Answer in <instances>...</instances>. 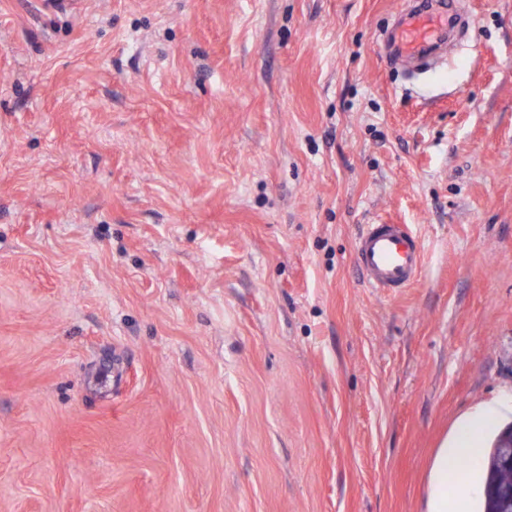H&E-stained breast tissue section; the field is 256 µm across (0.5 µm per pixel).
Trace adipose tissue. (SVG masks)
Wrapping results in <instances>:
<instances>
[{
  "instance_id": "1",
  "label": "adipose tissue",
  "mask_w": 512,
  "mask_h": 512,
  "mask_svg": "<svg viewBox=\"0 0 512 512\" xmlns=\"http://www.w3.org/2000/svg\"><path fill=\"white\" fill-rule=\"evenodd\" d=\"M509 409H512V402L503 399L478 407L457 423L433 462V493L428 512H468L466 500L449 504L448 484L457 476L461 460L479 462L482 454V432L492 430L498 425L503 412Z\"/></svg>"
}]
</instances>
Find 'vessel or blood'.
<instances>
[{
    "label": "vessel or blood",
    "instance_id": "b4317fda",
    "mask_svg": "<svg viewBox=\"0 0 512 512\" xmlns=\"http://www.w3.org/2000/svg\"><path fill=\"white\" fill-rule=\"evenodd\" d=\"M442 0H418L407 9L387 38L392 63L409 64L436 55L447 47L456 25ZM357 259L367 284L384 293L410 286L419 276L424 247L406 224H369L357 243Z\"/></svg>",
    "mask_w": 512,
    "mask_h": 512
}]
</instances>
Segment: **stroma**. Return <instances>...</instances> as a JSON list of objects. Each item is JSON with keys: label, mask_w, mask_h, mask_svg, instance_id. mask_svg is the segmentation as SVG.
<instances>
[{"label": "stroma", "mask_w": 512, "mask_h": 512, "mask_svg": "<svg viewBox=\"0 0 512 512\" xmlns=\"http://www.w3.org/2000/svg\"><path fill=\"white\" fill-rule=\"evenodd\" d=\"M404 2L0 0V512H426L512 397V0L418 72ZM357 259L368 287L384 293L407 288L419 276L424 247L408 224H368L357 243ZM510 409V403L503 399L480 406L461 419L450 437L439 449L432 466L433 493L429 500L427 512L448 511V483L458 474L459 462L468 459L476 465L481 458L483 431H491Z\"/></svg>", "instance_id": "stroma-1"}]
</instances>
